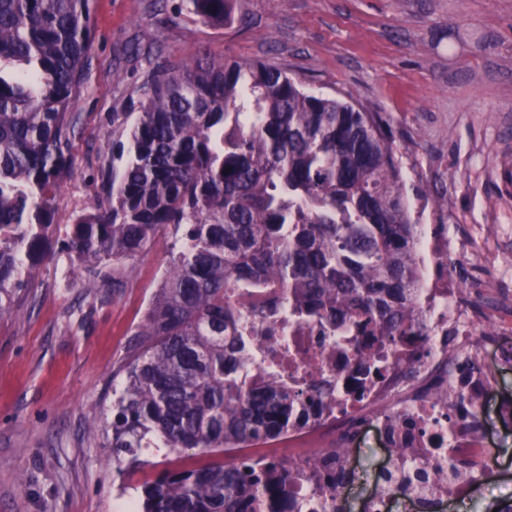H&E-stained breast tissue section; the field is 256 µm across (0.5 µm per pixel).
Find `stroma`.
<instances>
[{
    "mask_svg": "<svg viewBox=\"0 0 512 512\" xmlns=\"http://www.w3.org/2000/svg\"><path fill=\"white\" fill-rule=\"evenodd\" d=\"M87 88L75 106V175L55 221L103 198L112 143H129L141 89L159 66L207 55L264 61L303 88L379 113L397 148L411 217L447 237L463 288L512 297V0H234L224 26L186 0H93ZM70 261L41 266L18 312L0 319V512H123L137 486L201 459L149 451L116 471L89 433L112 404L129 331L166 266L158 240L119 287H65ZM512 504L496 472L447 512Z\"/></svg>",
    "mask_w": 512,
    "mask_h": 512,
    "instance_id": "1",
    "label": "stroma"
}]
</instances>
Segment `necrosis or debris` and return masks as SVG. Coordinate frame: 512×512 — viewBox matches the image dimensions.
I'll list each match as a JSON object with an SVG mask.
<instances>
[{
	"label": "necrosis or debris",
	"mask_w": 512,
	"mask_h": 512,
	"mask_svg": "<svg viewBox=\"0 0 512 512\" xmlns=\"http://www.w3.org/2000/svg\"><path fill=\"white\" fill-rule=\"evenodd\" d=\"M418 259L424 269L414 294L417 318L425 335L418 348L400 345L378 354L382 373L363 383L360 400L350 399L353 334L321 336L311 322L244 319L252 339L249 375L274 372L289 384L304 385L325 377L335 383L330 408L305 426H293V445L270 453L287 463L288 485L283 493L286 512H341L343 491L335 489L314 468L299 439L314 440L320 450L339 449L340 462L353 471V450L363 432H372L388 451L373 490L360 512H395L398 502L412 512H443L448 503L466 499L480 485L482 473L499 463L502 449L490 447L484 417L497 413L512 421V401L495 393L497 371L486 356L481 329L460 296L451 274L453 258L445 242L426 241ZM466 395L464 408L454 410L436 395L438 389Z\"/></svg>",
	"instance_id": "1"
}]
</instances>
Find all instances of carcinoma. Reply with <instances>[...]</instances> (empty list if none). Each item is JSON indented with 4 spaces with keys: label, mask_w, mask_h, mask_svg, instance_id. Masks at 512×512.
Returning a JSON list of instances; mask_svg holds the SVG:
<instances>
[{
    "label": "carcinoma",
    "mask_w": 512,
    "mask_h": 512,
    "mask_svg": "<svg viewBox=\"0 0 512 512\" xmlns=\"http://www.w3.org/2000/svg\"><path fill=\"white\" fill-rule=\"evenodd\" d=\"M188 3L213 25L230 14V0ZM93 37L91 0H0V318L57 245L71 259L66 284L95 288L168 238L122 387L89 426L113 465L148 466L150 448L265 445L322 408L326 380L238 384L250 309L349 327L356 358L418 343L417 225L383 121L270 63L203 57L156 72L106 198L60 228ZM287 479L288 467L251 458L167 469L140 485L136 510L256 512L257 493L278 495Z\"/></svg>",
    "instance_id": "1"
}]
</instances>
